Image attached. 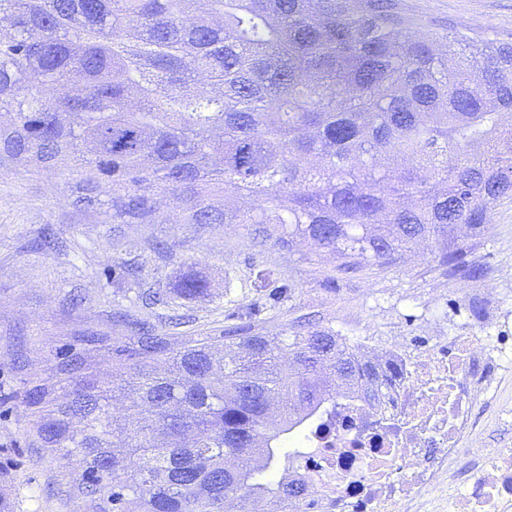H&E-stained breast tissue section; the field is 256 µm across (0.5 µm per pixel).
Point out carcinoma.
Here are the masks:
<instances>
[{
    "label": "carcinoma",
    "mask_w": 512,
    "mask_h": 512,
    "mask_svg": "<svg viewBox=\"0 0 512 512\" xmlns=\"http://www.w3.org/2000/svg\"><path fill=\"white\" fill-rule=\"evenodd\" d=\"M0 154L112 193V223L263 224L349 272L421 241L467 282L458 232L512 200V40L417 19L402 0H0ZM252 198L258 212L240 211ZM173 292L208 293L187 273ZM112 385L34 386L51 455L81 458L99 512H249L286 499L288 438L379 385L330 329L224 330L172 347L140 328ZM137 397L110 411L111 392Z\"/></svg>",
    "instance_id": "cac0c4a2"
}]
</instances>
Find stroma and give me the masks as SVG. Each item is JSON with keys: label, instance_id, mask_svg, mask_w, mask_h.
<instances>
[{"label": "stroma", "instance_id": "1", "mask_svg": "<svg viewBox=\"0 0 512 512\" xmlns=\"http://www.w3.org/2000/svg\"><path fill=\"white\" fill-rule=\"evenodd\" d=\"M407 12L490 38L512 34V0H403ZM69 172L39 171L0 156V501L6 512H94L78 491V457L42 448L37 418L24 403L33 386L73 388L58 366L87 352L91 372L110 380L113 337L133 345L131 321L145 319L169 335L182 316L183 338L218 336L232 312L257 299L254 279L267 270L290 286L289 300L253 316L255 331L275 334L297 324L345 336H399L431 342L427 314L437 309L454 335L476 336L482 321L503 318L512 336V203L461 238L467 261L482 266L475 283L449 277L435 243L423 242L392 263L343 273L336 258L308 241L291 248L257 237L251 224H187L176 196L158 200L154 224H116L99 208L76 204ZM202 277L206 296L170 297L144 307L142 295L171 288L185 273ZM335 275L334 285L325 278ZM485 447L512 448V377L492 404L480 407Z\"/></svg>", "mask_w": 512, "mask_h": 512}]
</instances>
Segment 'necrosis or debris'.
Returning <instances> with one entry per match:
<instances>
[{"label": "necrosis or debris", "mask_w": 512, "mask_h": 512, "mask_svg": "<svg viewBox=\"0 0 512 512\" xmlns=\"http://www.w3.org/2000/svg\"><path fill=\"white\" fill-rule=\"evenodd\" d=\"M342 343L376 356L386 381L303 435L288 471L300 493L266 512H512V448L483 447L476 414L490 376L512 374L511 339L489 326L415 349L396 336Z\"/></svg>", "instance_id": "necrosis-or-debris-1"}]
</instances>
